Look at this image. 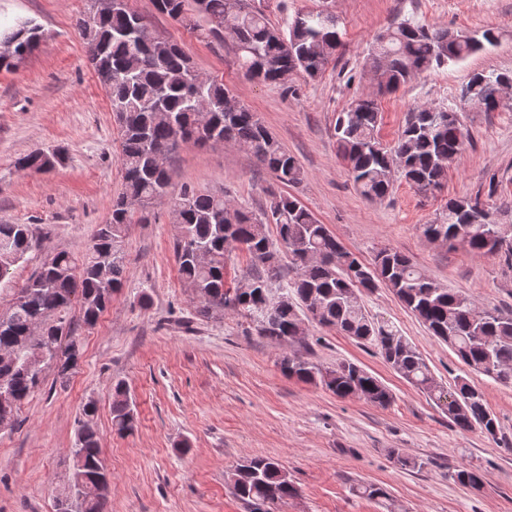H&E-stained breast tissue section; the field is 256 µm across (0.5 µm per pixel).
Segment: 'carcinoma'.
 Masks as SVG:
<instances>
[{
  "instance_id": "1",
  "label": "carcinoma",
  "mask_w": 512,
  "mask_h": 512,
  "mask_svg": "<svg viewBox=\"0 0 512 512\" xmlns=\"http://www.w3.org/2000/svg\"><path fill=\"white\" fill-rule=\"evenodd\" d=\"M188 4L210 23L205 37L217 41L229 37L245 74L262 82H281L295 71L314 78L344 44L338 18L322 10L297 13L286 36L248 0H156L159 12L193 28ZM77 27L120 128L124 183L112 201L109 218L96 231L88 256L78 261L66 252L51 255L50 262L38 267L0 313V349L15 351L13 370L0 390V426L15 423L18 411L39 386L25 369L29 355H47L57 364L60 384L69 381L82 355L79 328L94 326L110 306L112 295L124 285L122 233L134 222H150L148 207L165 203L171 223L181 233L173 240L178 273L191 289L200 316L242 315L255 325L258 335L276 343L295 335L306 319L332 328L374 346L387 364L425 392L458 428L478 427L496 436L497 419L483 392L465 381L450 390L438 385L416 348L392 326L365 311L359 292H371L380 284L389 288L467 368L510 386L512 379L505 381L500 374L512 375V314L492 309L476 317L471 296L438 286L393 249L378 250L372 263L364 264L290 194L273 196L269 209L256 214L222 194L198 192L187 185L173 190L170 170L159 163L158 155L169 157L183 143L206 147L212 142H232L251 152L286 187L300 183L303 172L254 112L242 104L228 105L231 95L224 83L195 84L196 70L189 56L156 31H143L123 0H112V10L95 25H86L81 17ZM39 30V25L28 21L0 36L14 48L32 53L38 47ZM496 40L492 29L478 37L404 20L377 38L375 76L380 89L393 92L426 71L485 51ZM505 81L512 82V72H477L462 89L461 98H475L483 102L485 111L493 112L499 85ZM199 98L207 105L203 124L195 112ZM381 120L378 102L370 96L353 100L336 116L337 153L361 194L371 200L385 197L397 174L420 193L440 190L448 168L465 145L460 113L448 107L414 109L391 148L378 139ZM60 162L58 151H39L18 158L15 168L46 173ZM270 224L276 226L274 239L268 232ZM423 235L478 257L501 254L512 262V225L495 223L477 198L448 199L440 217L423 225ZM231 244L245 249L264 272L226 285L224 270ZM35 245L32 225L0 224V280ZM282 253L288 256L295 275L274 288L271 281L277 277ZM75 300L82 311L81 322L76 324L64 317ZM280 368L289 378L319 383L341 398L359 388L360 397L373 405L385 407L392 400L381 380L348 360L326 369L289 353L281 358ZM97 412L95 403L83 405L75 442L80 466L74 469V477L89 489L108 476L93 426ZM111 422L119 435L134 428L132 400L123 382L113 387ZM283 471L276 459L255 456L237 464L229 480L250 512H272V506L297 493Z\"/></svg>"
}]
</instances>
